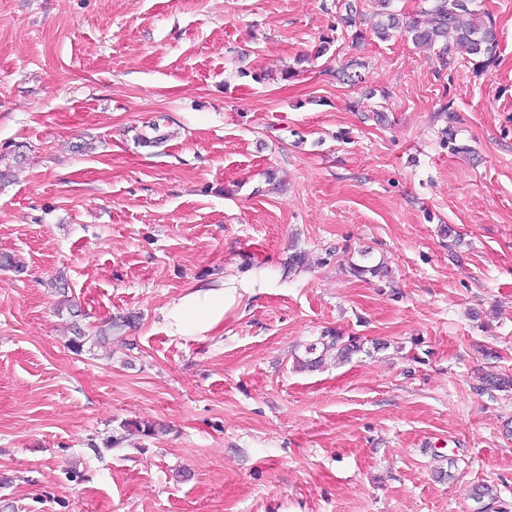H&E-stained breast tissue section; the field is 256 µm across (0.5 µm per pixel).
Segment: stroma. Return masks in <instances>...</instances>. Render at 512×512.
I'll return each instance as SVG.
<instances>
[{"label": "stroma", "mask_w": 512, "mask_h": 512, "mask_svg": "<svg viewBox=\"0 0 512 512\" xmlns=\"http://www.w3.org/2000/svg\"><path fill=\"white\" fill-rule=\"evenodd\" d=\"M481 2L495 60L443 70L353 44L369 0H0V155H23L0 256L24 266L0 268V512L512 501V396L480 390L512 372V0ZM364 250L392 285L348 275ZM216 276L223 328L170 335L162 309ZM111 317L126 342L68 349ZM329 328L363 352L297 370Z\"/></svg>", "instance_id": "stroma-1"}]
</instances>
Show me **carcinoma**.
Here are the masks:
<instances>
[{"label": "carcinoma", "mask_w": 512, "mask_h": 512, "mask_svg": "<svg viewBox=\"0 0 512 512\" xmlns=\"http://www.w3.org/2000/svg\"><path fill=\"white\" fill-rule=\"evenodd\" d=\"M372 2L374 11L370 18L358 17L353 13L344 18L345 26L354 29L352 37L355 40L366 38L362 25L368 22L369 32L381 41L399 33L407 35L419 46L434 49L444 68L472 57H483L490 61L496 54L498 36L495 23L488 13L477 9V0H426L428 7L403 20L389 10L392 0ZM441 110L448 115V124L441 131L442 141L457 152L459 147L455 146V124L458 123V116L448 103L442 104ZM349 273L361 280L368 275L380 279L388 276V269L381 263L366 265L352 262L349 264ZM362 350L360 337L346 336L337 330L328 331L305 346L306 359L300 365L315 370L322 367L329 356L346 361ZM481 391L512 393V375L503 374L486 380ZM474 497L478 501L488 499L494 512H512V503L502 502L490 485L476 487Z\"/></svg>", "instance_id": "carcinoma-1"}]
</instances>
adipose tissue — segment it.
Wrapping results in <instances>:
<instances>
[{
	"label": "adipose tissue",
	"mask_w": 512,
	"mask_h": 512,
	"mask_svg": "<svg viewBox=\"0 0 512 512\" xmlns=\"http://www.w3.org/2000/svg\"><path fill=\"white\" fill-rule=\"evenodd\" d=\"M235 300L233 289L215 278L188 288L162 311V321L174 336L203 338L224 321L225 311Z\"/></svg>",
	"instance_id": "ef3b65f1"
}]
</instances>
